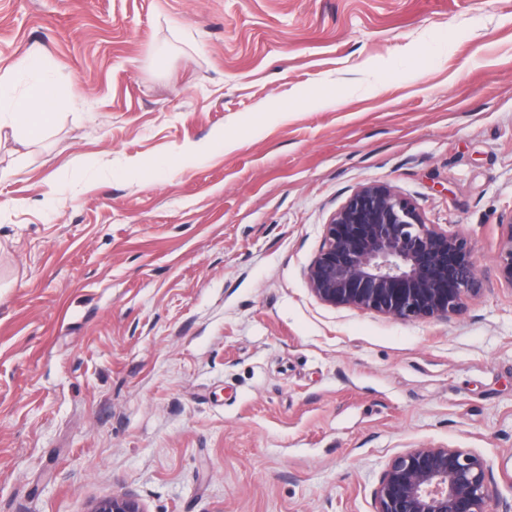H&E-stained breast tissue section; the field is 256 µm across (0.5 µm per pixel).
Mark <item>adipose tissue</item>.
Masks as SVG:
<instances>
[{
    "mask_svg": "<svg viewBox=\"0 0 512 512\" xmlns=\"http://www.w3.org/2000/svg\"><path fill=\"white\" fill-rule=\"evenodd\" d=\"M45 62L42 53L33 49L14 61L0 74V131L30 139L44 136L53 126L58 90L54 83L35 78L34 73ZM23 94H16L17 85Z\"/></svg>",
    "mask_w": 512,
    "mask_h": 512,
    "instance_id": "1",
    "label": "adipose tissue"
}]
</instances>
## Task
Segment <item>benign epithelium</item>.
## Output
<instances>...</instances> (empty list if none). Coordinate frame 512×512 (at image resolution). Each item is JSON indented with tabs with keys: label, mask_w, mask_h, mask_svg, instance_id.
Wrapping results in <instances>:
<instances>
[{
	"label": "benign epithelium",
	"mask_w": 512,
	"mask_h": 512,
	"mask_svg": "<svg viewBox=\"0 0 512 512\" xmlns=\"http://www.w3.org/2000/svg\"><path fill=\"white\" fill-rule=\"evenodd\" d=\"M497 271L512 286V213L502 219ZM320 302L374 311L395 320H450L481 286L472 242L424 220L392 187L354 190L323 225L322 244L306 271ZM486 463L458 448L419 447L395 456L374 493V512H494ZM92 512H143L127 495Z\"/></svg>",
	"instance_id": "7a95c632"
}]
</instances>
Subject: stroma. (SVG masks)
<instances>
[{
  "label": "stroma",
  "instance_id": "stroma-1",
  "mask_svg": "<svg viewBox=\"0 0 512 512\" xmlns=\"http://www.w3.org/2000/svg\"><path fill=\"white\" fill-rule=\"evenodd\" d=\"M34 46L59 118L0 136V512H374L426 446L512 512V0H0V72ZM368 182L472 240L462 316L311 294ZM500 224H505L506 231L499 242L497 271L500 278L512 286V213L503 218ZM90 512H144L139 502L127 495H112L101 500Z\"/></svg>",
  "mask_w": 512,
  "mask_h": 512
}]
</instances>
